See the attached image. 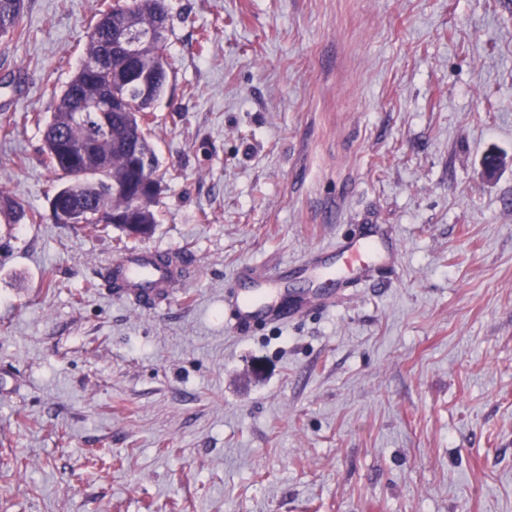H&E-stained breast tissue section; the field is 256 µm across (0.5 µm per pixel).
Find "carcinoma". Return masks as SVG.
<instances>
[{"instance_id": "carcinoma-1", "label": "carcinoma", "mask_w": 512, "mask_h": 512, "mask_svg": "<svg viewBox=\"0 0 512 512\" xmlns=\"http://www.w3.org/2000/svg\"><path fill=\"white\" fill-rule=\"evenodd\" d=\"M23 9L24 0H0L1 37L22 33ZM170 25L166 0H112L87 32L84 58L60 92L54 93L45 123V161L64 179L50 200L55 223H62L57 203L70 201L80 208L74 223L91 232L108 230L110 224L102 216L110 213L133 215L137 231L144 236L159 223V192L134 196L125 187L138 174L156 186L163 180L150 131L155 108L168 85L171 66L165 42ZM130 27L154 33L138 48L139 59L152 72L147 88L126 81V69L114 59L104 67L87 66L91 60L112 55V38ZM116 97L124 100V106L104 126L98 112L106 111L110 99ZM0 217L7 224L37 219L2 190Z\"/></svg>"}]
</instances>
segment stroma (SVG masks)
Segmentation results:
<instances>
[{
  "label": "stroma",
  "mask_w": 512,
  "mask_h": 512,
  "mask_svg": "<svg viewBox=\"0 0 512 512\" xmlns=\"http://www.w3.org/2000/svg\"><path fill=\"white\" fill-rule=\"evenodd\" d=\"M112 0L0 40V512H512V0H167L146 238L54 223V91ZM503 165L487 178L483 158ZM379 224L392 279L237 333L243 267ZM159 246L161 302L98 285ZM0 217L5 224H26L27 221H36L37 215L30 214L6 191H0Z\"/></svg>",
  "instance_id": "obj_1"
}]
</instances>
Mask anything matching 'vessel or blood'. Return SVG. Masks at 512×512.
<instances>
[{
  "instance_id": "b4317fda",
  "label": "vessel or blood",
  "mask_w": 512,
  "mask_h": 512,
  "mask_svg": "<svg viewBox=\"0 0 512 512\" xmlns=\"http://www.w3.org/2000/svg\"><path fill=\"white\" fill-rule=\"evenodd\" d=\"M385 244L386 240L382 237L343 240L310 253L298 264L260 269L253 297L242 298L233 293L226 296L224 305L231 309L236 328L242 332L250 329L259 320L287 323L297 308L321 306V298H306L300 307L295 308L285 304L267 303L266 294L280 288L292 277L309 278L315 274L330 273L327 260L333 254L345 259L347 274L342 280L343 285L357 286L379 271L378 260ZM159 257L158 250L148 248L133 249L114 257L107 266L113 286L144 301L165 295L170 288L177 285L181 268L160 262Z\"/></svg>"
}]
</instances>
